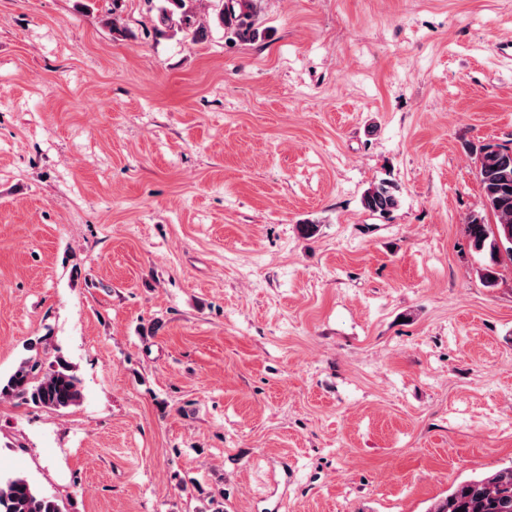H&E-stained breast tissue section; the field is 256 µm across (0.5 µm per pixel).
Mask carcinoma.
<instances>
[{"instance_id": "carcinoma-1", "label": "carcinoma", "mask_w": 512, "mask_h": 512, "mask_svg": "<svg viewBox=\"0 0 512 512\" xmlns=\"http://www.w3.org/2000/svg\"><path fill=\"white\" fill-rule=\"evenodd\" d=\"M215 22L231 36L245 40L255 38V0H216ZM155 36L180 31L202 40L208 28L201 22L197 0H159L150 20ZM478 175L483 190V208L466 219V232L473 250L488 257L482 278L495 285L493 276L501 257L512 261V148L483 144L477 151ZM399 205L397 185L382 179L367 189L363 208L381 217ZM493 215L495 223L488 222ZM23 359L6 379L0 378V398L18 399L34 406L68 409L82 398L80 379L62 359L49 365L35 353ZM512 512V465L483 477L456 485L436 503L430 512ZM0 512H64L53 497L37 492L29 480L17 475L0 480Z\"/></svg>"}]
</instances>
